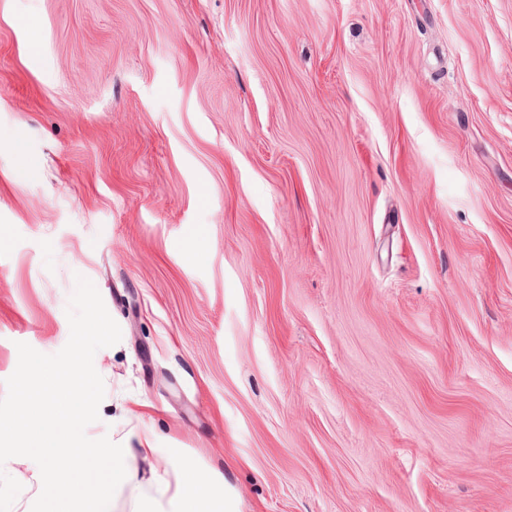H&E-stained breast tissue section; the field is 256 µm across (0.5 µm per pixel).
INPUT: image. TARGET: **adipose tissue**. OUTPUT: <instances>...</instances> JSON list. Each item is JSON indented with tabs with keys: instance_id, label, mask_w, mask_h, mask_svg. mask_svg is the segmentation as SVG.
Here are the masks:
<instances>
[{
	"instance_id": "1",
	"label": "adipose tissue",
	"mask_w": 512,
	"mask_h": 512,
	"mask_svg": "<svg viewBox=\"0 0 512 512\" xmlns=\"http://www.w3.org/2000/svg\"><path fill=\"white\" fill-rule=\"evenodd\" d=\"M91 377L78 366L29 377L21 373L23 398L16 414L8 419L12 431L30 428L39 409L53 411L64 430H73L95 403ZM148 432H134L132 438L112 447H93L45 439L24 448L0 442V465L31 460L37 464L39 485L51 488L52 495L42 512H108L110 494L132 483L139 460L154 454ZM67 457L70 466L55 465L56 457ZM168 475L154 474L138 503L139 512H235L232 499L224 490L221 472L202 473L182 453L168 457Z\"/></svg>"
}]
</instances>
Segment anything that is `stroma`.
<instances>
[{"instance_id": "stroma-1", "label": "stroma", "mask_w": 512, "mask_h": 512, "mask_svg": "<svg viewBox=\"0 0 512 512\" xmlns=\"http://www.w3.org/2000/svg\"><path fill=\"white\" fill-rule=\"evenodd\" d=\"M76 348L143 477L512 512V0H0V419Z\"/></svg>"}]
</instances>
